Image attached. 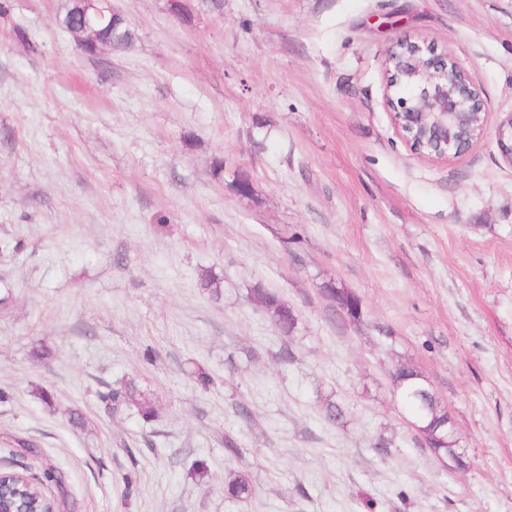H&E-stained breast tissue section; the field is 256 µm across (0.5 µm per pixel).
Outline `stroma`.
<instances>
[{"instance_id": "1", "label": "stroma", "mask_w": 512, "mask_h": 512, "mask_svg": "<svg viewBox=\"0 0 512 512\" xmlns=\"http://www.w3.org/2000/svg\"><path fill=\"white\" fill-rule=\"evenodd\" d=\"M188 2L185 24L170 0H112L136 40L98 67L60 24L69 0H0V468L62 472L56 512H512V165L494 133L512 0ZM404 36L484 94L491 131L462 156L416 158L392 124ZM256 288L288 302L291 334ZM399 363L453 418L458 461L410 426ZM129 384L152 418L105 409ZM244 473L247 504L224 492Z\"/></svg>"}]
</instances>
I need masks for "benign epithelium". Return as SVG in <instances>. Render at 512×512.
Wrapping results in <instances>:
<instances>
[{
	"label": "benign epithelium",
	"mask_w": 512,
	"mask_h": 512,
	"mask_svg": "<svg viewBox=\"0 0 512 512\" xmlns=\"http://www.w3.org/2000/svg\"><path fill=\"white\" fill-rule=\"evenodd\" d=\"M383 77L392 123L416 157H459L486 135L482 91L448 51L424 39L400 38L388 51ZM497 145L512 165L511 112L499 122Z\"/></svg>",
	"instance_id": "7a95c632"
}]
</instances>
